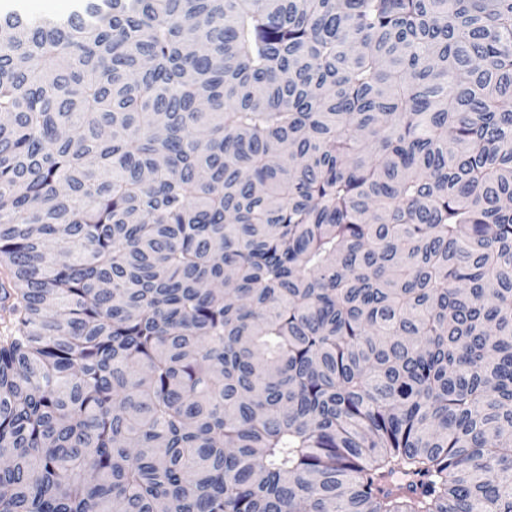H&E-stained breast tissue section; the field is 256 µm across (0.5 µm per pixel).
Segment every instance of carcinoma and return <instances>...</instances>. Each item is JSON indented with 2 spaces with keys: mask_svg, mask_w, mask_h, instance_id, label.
<instances>
[{
  "mask_svg": "<svg viewBox=\"0 0 512 512\" xmlns=\"http://www.w3.org/2000/svg\"><path fill=\"white\" fill-rule=\"evenodd\" d=\"M0 265V512H512V0L0 13Z\"/></svg>",
  "mask_w": 512,
  "mask_h": 512,
  "instance_id": "1",
  "label": "carcinoma"
}]
</instances>
